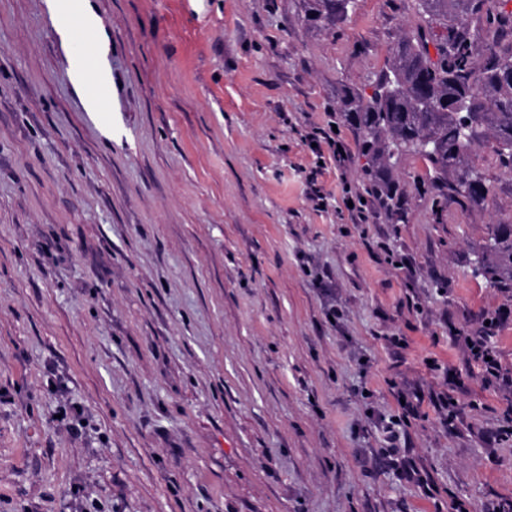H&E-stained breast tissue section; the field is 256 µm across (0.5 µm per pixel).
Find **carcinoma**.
<instances>
[{"mask_svg":"<svg viewBox=\"0 0 512 512\" xmlns=\"http://www.w3.org/2000/svg\"><path fill=\"white\" fill-rule=\"evenodd\" d=\"M306 21L334 25L355 0H303ZM420 23L391 50L371 94L345 86L339 109L357 130L368 158V194L392 216L404 188L392 172L413 157L437 195L483 209L495 180L477 162L487 146L512 173V12L501 0H413ZM489 45L483 61L478 43ZM435 53H430V50ZM472 272L512 291V224H492L474 252Z\"/></svg>","mask_w":512,"mask_h":512,"instance_id":"obj_1","label":"carcinoma"}]
</instances>
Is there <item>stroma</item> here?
<instances>
[{"label": "stroma", "mask_w": 512, "mask_h": 512, "mask_svg": "<svg viewBox=\"0 0 512 512\" xmlns=\"http://www.w3.org/2000/svg\"><path fill=\"white\" fill-rule=\"evenodd\" d=\"M89 5L100 113L70 79L81 39L45 0H0V512L511 502L512 386L452 335L498 318L512 374V295L471 273L488 225L512 221V177L481 151L497 190L479 211L405 159L392 223L338 112L416 26L412 0H356L324 29L301 0ZM330 127L340 166L308 140ZM395 415L419 481L381 454Z\"/></svg>", "instance_id": "35a3bbf8"}]
</instances>
